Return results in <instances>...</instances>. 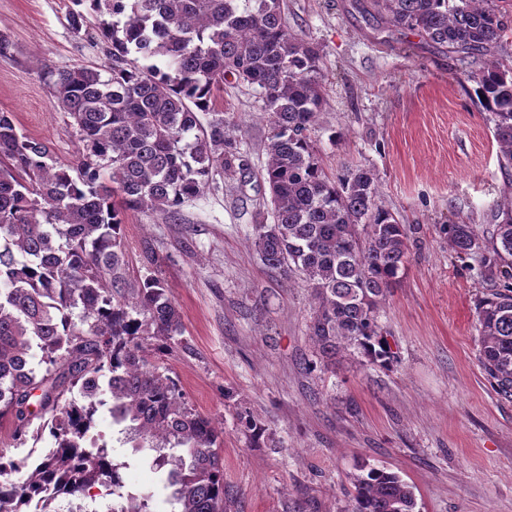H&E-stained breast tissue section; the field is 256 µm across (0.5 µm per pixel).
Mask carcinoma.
<instances>
[{
	"label": "carcinoma",
	"instance_id": "1",
	"mask_svg": "<svg viewBox=\"0 0 512 512\" xmlns=\"http://www.w3.org/2000/svg\"><path fill=\"white\" fill-rule=\"evenodd\" d=\"M68 25L108 48L106 72L82 66L41 72L53 106L73 119L81 148L67 163L49 143L18 132L0 112V512H61V497L97 485L122 502L112 512H159L135 493L106 441L90 436L101 415L125 442L153 452L167 512H226L224 438L189 406L151 356L182 333L161 279L125 283L122 225L132 213L176 221L214 177L233 172L240 141L215 111L227 78L256 88L270 128L262 176L272 223L254 246L263 263L310 289L308 327L320 364L353 349L380 368L395 356L378 318L409 259L407 229L377 199L376 174L325 170L310 130L326 104L322 55L288 28L283 0H73ZM388 26L415 32L481 63L467 75L491 115L503 169H512V65L484 59L508 30L496 0H369ZM160 60L141 66L138 57ZM212 114L204 123L201 116ZM491 238L448 225L451 247L477 254L499 279L476 309L478 360L497 393L512 397V208L490 213ZM350 512H417L414 487L367 464L353 476Z\"/></svg>",
	"mask_w": 512,
	"mask_h": 512
}]
</instances>
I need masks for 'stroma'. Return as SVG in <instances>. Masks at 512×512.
<instances>
[{"instance_id": "stroma-1", "label": "stroma", "mask_w": 512, "mask_h": 512, "mask_svg": "<svg viewBox=\"0 0 512 512\" xmlns=\"http://www.w3.org/2000/svg\"><path fill=\"white\" fill-rule=\"evenodd\" d=\"M288 23L323 58L327 104L311 137L329 173L357 165L378 178L405 224L409 264L380 309L398 362L385 370L351 351L317 367L312 299L252 244L269 190L261 178L269 126L253 88L225 82L216 108L236 121L244 165L181 209L145 211L122 227L126 280L158 276L183 332L156 364L189 405L224 431L227 512H348L350 478L384 466L415 488L421 512H512V399L478 362L476 306L492 283L456 253L448 227L489 237V213L512 201L493 124L468 91L457 54L397 32L353 0H285ZM72 0H0V112L19 132L77 155L70 117L52 107L36 66L103 67L95 39L75 35ZM265 427L253 442L239 420Z\"/></svg>"}]
</instances>
